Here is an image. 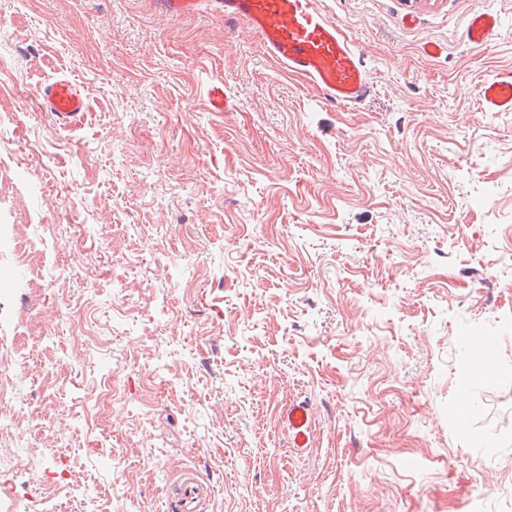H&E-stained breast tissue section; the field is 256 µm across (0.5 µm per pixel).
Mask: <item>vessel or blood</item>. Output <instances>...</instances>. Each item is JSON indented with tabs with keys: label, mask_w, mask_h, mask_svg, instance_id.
<instances>
[{
	"label": "vessel or blood",
	"mask_w": 512,
	"mask_h": 512,
	"mask_svg": "<svg viewBox=\"0 0 512 512\" xmlns=\"http://www.w3.org/2000/svg\"><path fill=\"white\" fill-rule=\"evenodd\" d=\"M160 6L173 16L217 11L228 21H245L268 55L289 73L306 79L330 104L353 108L372 92L370 75L351 41L339 23L321 10L318 0H160ZM498 28L497 13L485 9L468 18L466 36L471 43L484 45L492 41ZM206 95L212 111H229L231 100L222 78L210 80ZM479 95L488 111L512 112V73L485 82ZM38 97L61 126L75 125L84 117L85 97L72 78L44 85ZM311 419L310 408L302 403L290 404L282 412L293 447H309ZM205 492L193 474H185L178 484L175 512H199Z\"/></svg>",
	"instance_id": "1"
}]
</instances>
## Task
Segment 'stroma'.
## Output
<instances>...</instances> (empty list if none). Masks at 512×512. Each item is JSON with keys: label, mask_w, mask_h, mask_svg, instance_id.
Here are the masks:
<instances>
[{"label": "stroma", "mask_w": 512, "mask_h": 512, "mask_svg": "<svg viewBox=\"0 0 512 512\" xmlns=\"http://www.w3.org/2000/svg\"><path fill=\"white\" fill-rule=\"evenodd\" d=\"M319 5L374 81L355 108L217 12L0 0V341L43 414L11 433L0 512H25L56 451L77 481L43 512H127L131 492L170 512L186 472L210 490L200 512H512V112L478 95L512 70V0ZM482 8L500 25L475 47ZM60 76L88 101L73 128L36 95ZM215 76L231 111L206 106ZM20 220L32 265L11 251ZM38 321L48 335H27ZM478 341L492 369L462 422ZM107 376L113 449L92 454ZM295 402L313 413L301 451L280 420ZM499 28L496 12L485 9L473 13L466 23V36L475 45H484L492 41Z\"/></svg>", "instance_id": "obj_1"}]
</instances>
